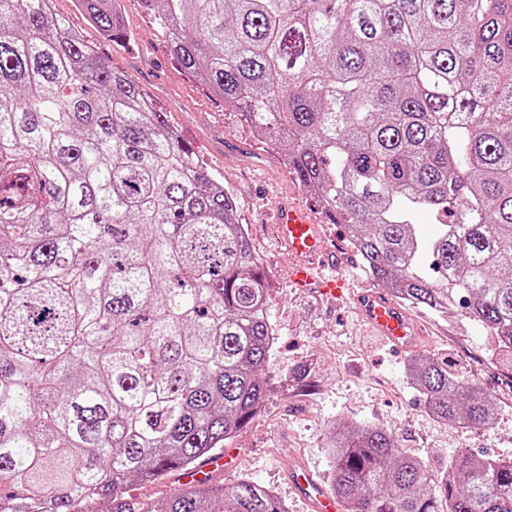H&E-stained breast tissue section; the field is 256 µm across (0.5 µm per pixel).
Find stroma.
Listing matches in <instances>:
<instances>
[{
    "mask_svg": "<svg viewBox=\"0 0 512 512\" xmlns=\"http://www.w3.org/2000/svg\"><path fill=\"white\" fill-rule=\"evenodd\" d=\"M123 5L124 23L133 35L128 45L101 38L74 0H52L51 11L84 32L104 63L126 72L231 191L238 220L270 280L267 312L275 340L268 364L269 392L247 429L226 440V447L236 449L238 462L232 472L216 473V480L246 477L271 489L288 512H313L292 491L288 472L302 466L330 486L325 435L346 423L391 430L399 448L429 459L437 468L462 450L511 456L512 367L497 356L493 337L463 316H440L413 306L407 312L423 334L411 353L396 354L374 336L361 323L351 296L377 283L352 247L345 224L331 223L260 132L180 66L165 31L139 0H124ZM282 201L309 208L325 224L329 247L346 254L341 302L289 285L294 259L276 241L267 218ZM423 353L447 356L495 397L498 415L489 427H449L426 411L407 377L410 355ZM300 366L306 376L297 381L292 373Z\"/></svg>",
    "mask_w": 512,
    "mask_h": 512,
    "instance_id": "stroma-1",
    "label": "stroma"
}]
</instances>
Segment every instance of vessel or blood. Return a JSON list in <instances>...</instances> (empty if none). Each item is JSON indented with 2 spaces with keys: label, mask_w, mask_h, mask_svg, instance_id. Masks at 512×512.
I'll use <instances>...</instances> for the list:
<instances>
[{
  "label": "vessel or blood",
  "mask_w": 512,
  "mask_h": 512,
  "mask_svg": "<svg viewBox=\"0 0 512 512\" xmlns=\"http://www.w3.org/2000/svg\"><path fill=\"white\" fill-rule=\"evenodd\" d=\"M273 222L278 237L296 257L289 270L291 285L300 289L315 285L323 295L341 297L345 282L341 274L324 271L325 235L322 225L317 223L311 212L298 204L284 202L277 207ZM353 301L361 320L385 344L400 351L414 345L419 331L394 300L377 290L365 288L354 294ZM233 459V451L225 450L223 454L211 457L202 467L186 472L185 480L192 484L204 483L214 470L228 468ZM289 481L311 502L315 512H340L341 505L336 498L326 494L304 469H292Z\"/></svg>",
  "instance_id": "vessel-or-blood-1"
}]
</instances>
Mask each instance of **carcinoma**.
I'll list each match as a JSON object with an SVG mask.
<instances>
[{"mask_svg": "<svg viewBox=\"0 0 512 512\" xmlns=\"http://www.w3.org/2000/svg\"><path fill=\"white\" fill-rule=\"evenodd\" d=\"M172 55L285 157L369 275L512 355V0H140ZM128 39L121 0H76ZM441 227L423 240L416 217ZM232 194L48 0H0V512H288L251 479L152 501L255 418L274 333ZM447 425L495 399L426 354ZM345 512H512V457L440 470L326 436ZM107 504V510L98 507ZM183 471L167 473L161 476L155 483L148 485L133 484L129 487L130 494L143 500H156L167 493L181 487L179 475Z\"/></svg>", "mask_w": 512, "mask_h": 512, "instance_id": "cac0c4a2", "label": "carcinoma"}]
</instances>
